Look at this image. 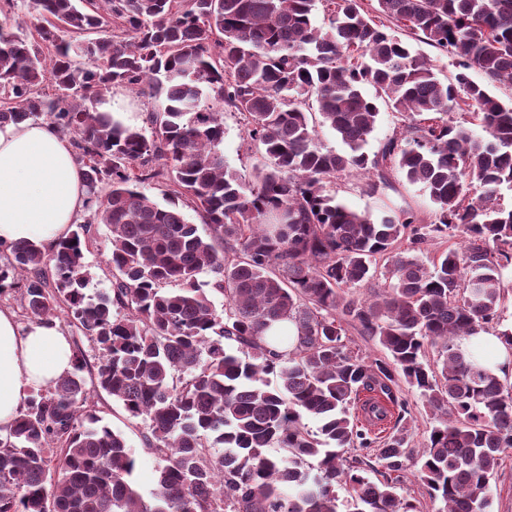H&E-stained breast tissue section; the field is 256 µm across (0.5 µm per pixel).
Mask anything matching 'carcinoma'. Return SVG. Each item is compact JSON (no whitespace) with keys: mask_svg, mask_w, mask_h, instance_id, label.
I'll return each instance as SVG.
<instances>
[{"mask_svg":"<svg viewBox=\"0 0 512 512\" xmlns=\"http://www.w3.org/2000/svg\"><path fill=\"white\" fill-rule=\"evenodd\" d=\"M376 3L372 15L360 0H26L30 35L0 9V124L45 116L69 137L112 271L109 291L87 292L89 221L49 252L20 243L0 259V295L19 292L40 323L65 307L100 351L89 379L74 352L0 434V512H338V486L351 512H414L397 477L409 465L438 512H489L512 448V389L471 342L490 333L512 346V329H498L512 104L491 91L512 86V0ZM389 23L448 54L453 81ZM107 27L115 34L84 38ZM116 85L149 86L148 130L97 109ZM382 102L411 123L370 155ZM226 110L264 146L250 181L224 161ZM315 112L345 151L317 145ZM353 173L370 175L372 195L398 177L421 185L435 221L337 202L327 184ZM155 180L170 187L165 205L144 190ZM436 237L462 244L429 265L423 245ZM379 261L385 294L347 297ZM279 323L291 334L271 344ZM348 326L385 357L348 351ZM402 382L436 416L418 455L401 417L382 436L350 411L360 402L383 423L403 406ZM99 388L145 422L142 443L163 462L149 501L124 435L88 409ZM347 448L376 449L377 466Z\"/></svg>","mask_w":512,"mask_h":512,"instance_id":"obj_1","label":"carcinoma"}]
</instances>
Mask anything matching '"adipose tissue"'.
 I'll use <instances>...</instances> for the list:
<instances>
[{"label": "adipose tissue", "mask_w": 512, "mask_h": 512, "mask_svg": "<svg viewBox=\"0 0 512 512\" xmlns=\"http://www.w3.org/2000/svg\"><path fill=\"white\" fill-rule=\"evenodd\" d=\"M87 191L70 141L44 120L0 125V248L29 242L53 249L84 212ZM73 352L57 325L20 329L0 310V433L26 399L72 368Z\"/></svg>", "instance_id": "obj_1"}]
</instances>
